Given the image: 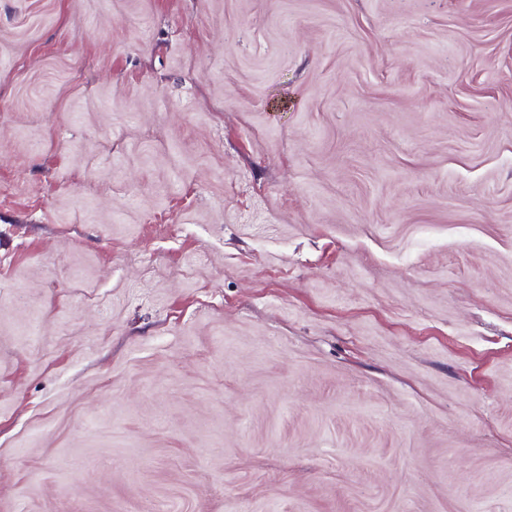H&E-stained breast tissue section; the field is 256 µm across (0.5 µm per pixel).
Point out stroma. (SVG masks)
Masks as SVG:
<instances>
[{"mask_svg":"<svg viewBox=\"0 0 512 512\" xmlns=\"http://www.w3.org/2000/svg\"><path fill=\"white\" fill-rule=\"evenodd\" d=\"M0 512H512V0H0Z\"/></svg>","mask_w":512,"mask_h":512,"instance_id":"stroma-1","label":"stroma"}]
</instances>
